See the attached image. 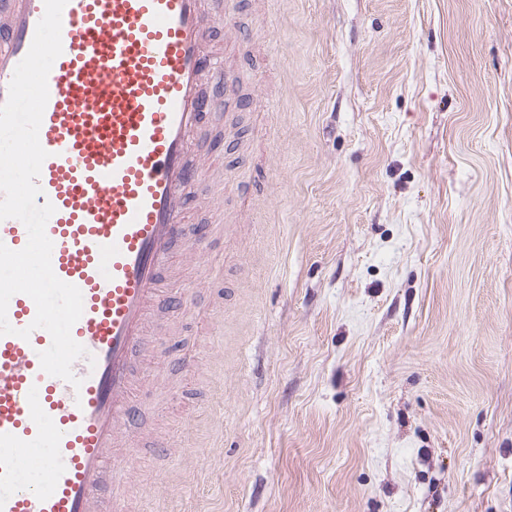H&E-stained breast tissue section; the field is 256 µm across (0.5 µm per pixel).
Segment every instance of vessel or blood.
<instances>
[{
    "instance_id": "obj_1",
    "label": "vessel or blood",
    "mask_w": 512,
    "mask_h": 512,
    "mask_svg": "<svg viewBox=\"0 0 512 512\" xmlns=\"http://www.w3.org/2000/svg\"><path fill=\"white\" fill-rule=\"evenodd\" d=\"M44 0H0V104L32 44ZM209 0H68L63 52L48 76L39 130L47 151L37 204L55 275L78 287L83 313L71 329L87 351L72 365L80 386L48 375L51 345L31 329L33 300L14 295L0 336V512H125L104 496L108 473L133 463L125 448L137 393L133 357L154 315L179 244L200 249L208 226L188 229L187 190L203 167L190 145L220 108L213 85L227 78L208 48ZM23 223L0 221V242L20 250ZM45 449L42 476L22 461Z\"/></svg>"
}]
</instances>
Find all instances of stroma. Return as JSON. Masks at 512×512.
Here are the masks:
<instances>
[{
  "label": "stroma",
  "instance_id": "1",
  "mask_svg": "<svg viewBox=\"0 0 512 512\" xmlns=\"http://www.w3.org/2000/svg\"><path fill=\"white\" fill-rule=\"evenodd\" d=\"M215 9L188 222L236 228L135 358L126 512H512V0Z\"/></svg>",
  "mask_w": 512,
  "mask_h": 512
}]
</instances>
